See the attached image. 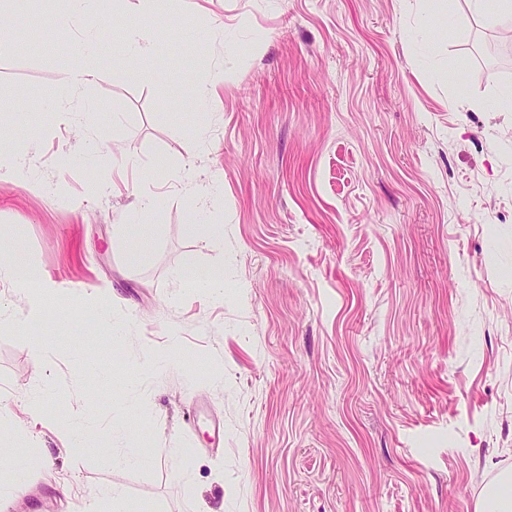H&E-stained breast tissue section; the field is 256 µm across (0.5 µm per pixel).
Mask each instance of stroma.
Wrapping results in <instances>:
<instances>
[{
  "instance_id": "35a3bbf8",
  "label": "stroma",
  "mask_w": 512,
  "mask_h": 512,
  "mask_svg": "<svg viewBox=\"0 0 512 512\" xmlns=\"http://www.w3.org/2000/svg\"><path fill=\"white\" fill-rule=\"evenodd\" d=\"M203 6L154 0L132 60L125 13L92 5L101 74L63 121L75 31L44 17L64 2L10 14L0 153L29 182L0 184V237L62 312L11 321L26 297L0 281V488L33 459L42 512H110L114 486L128 512H474L512 470V48L488 57L501 28L467 0L444 22L422 0ZM198 208L223 252L189 232ZM217 263L223 297L175 277ZM128 448L155 458L104 463Z\"/></svg>"
}]
</instances>
